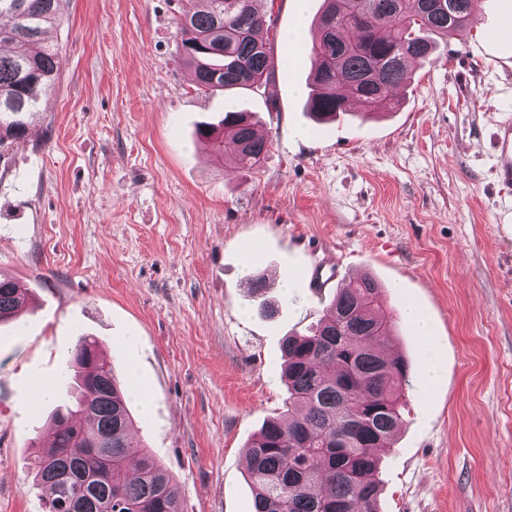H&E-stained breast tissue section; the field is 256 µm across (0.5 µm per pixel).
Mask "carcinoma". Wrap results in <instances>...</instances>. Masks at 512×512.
I'll return each mask as SVG.
<instances>
[{
	"label": "carcinoma",
	"instance_id": "obj_1",
	"mask_svg": "<svg viewBox=\"0 0 512 512\" xmlns=\"http://www.w3.org/2000/svg\"><path fill=\"white\" fill-rule=\"evenodd\" d=\"M310 59V114L321 122L346 112L337 87L364 106L387 110L406 82L407 62L428 63L438 43L462 31L472 0H323ZM63 0H0V145L25 137L56 84L59 48L46 34L63 17ZM178 50L198 89H250L271 74L265 19L254 0H190ZM351 30L347 40L339 38ZM197 137L224 163L259 168L270 141L255 137L252 113L227 112ZM234 144L224 153V141ZM27 289L0 274V323L16 317ZM394 325L383 288L363 274L338 288L308 333L282 351L288 420H269L245 446L254 512H379L380 458L402 425L400 400L409 368L381 355ZM74 400L56 411L52 445L31 461L36 485L50 490L48 512H177V483L132 436L125 393L97 340L77 336L69 352Z\"/></svg>",
	"mask_w": 512,
	"mask_h": 512
}]
</instances>
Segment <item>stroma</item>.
Returning a JSON list of instances; mask_svg holds the SVG:
<instances>
[{"label":"stroma","mask_w":512,"mask_h":512,"mask_svg":"<svg viewBox=\"0 0 512 512\" xmlns=\"http://www.w3.org/2000/svg\"><path fill=\"white\" fill-rule=\"evenodd\" d=\"M478 2L438 60L411 65L395 112L320 123L285 38L311 48L322 0L302 15L265 0L272 73L240 93L197 91L177 48L188 0H67L55 90L0 147V271L30 296L0 324V512H45L30 462L70 399L80 333L111 359L179 512H253L244 449L285 416L283 340L336 295L304 286L323 257L339 280L373 274L434 331L431 386L413 325L389 339L410 383L382 512H512V191L494 178L512 69L483 45L503 0ZM230 103L271 143L248 173L196 137Z\"/></svg>","instance_id":"35a3bbf8"}]
</instances>
